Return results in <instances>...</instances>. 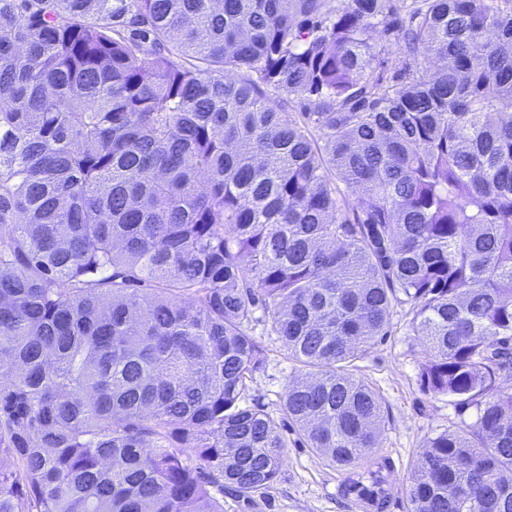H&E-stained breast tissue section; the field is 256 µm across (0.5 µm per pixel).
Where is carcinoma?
<instances>
[{
    "instance_id": "cac0c4a2",
    "label": "carcinoma",
    "mask_w": 512,
    "mask_h": 512,
    "mask_svg": "<svg viewBox=\"0 0 512 512\" xmlns=\"http://www.w3.org/2000/svg\"><path fill=\"white\" fill-rule=\"evenodd\" d=\"M396 305L477 410L411 512H512V0H0V512L270 487L259 321L307 374L282 418L352 467Z\"/></svg>"
}]
</instances>
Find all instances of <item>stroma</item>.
I'll return each mask as SVG.
<instances>
[{"instance_id": "1", "label": "stroma", "mask_w": 512, "mask_h": 512, "mask_svg": "<svg viewBox=\"0 0 512 512\" xmlns=\"http://www.w3.org/2000/svg\"><path fill=\"white\" fill-rule=\"evenodd\" d=\"M412 317L409 307L395 308L388 335L378 338L354 370L382 401L383 431L375 454L394 465L385 512H410V471L428 437L474 424L477 418L475 408H458L447 397L422 392L419 374L428 353L412 334ZM253 331L264 338L267 362L256 373L250 392L274 412L298 369L277 340L264 337L262 324H255ZM345 477L292 431L277 481L249 496L225 494L224 512H358L343 492Z\"/></svg>"}]
</instances>
